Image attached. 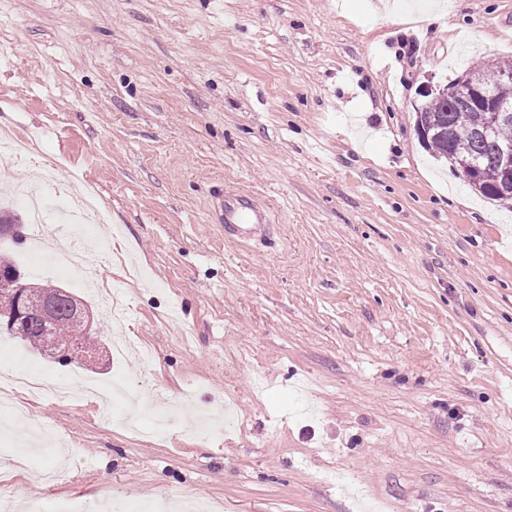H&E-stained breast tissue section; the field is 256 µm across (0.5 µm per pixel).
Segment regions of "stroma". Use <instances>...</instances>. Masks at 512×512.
<instances>
[{"mask_svg":"<svg viewBox=\"0 0 512 512\" xmlns=\"http://www.w3.org/2000/svg\"><path fill=\"white\" fill-rule=\"evenodd\" d=\"M0 0V126L39 157L0 184L93 187L92 252L136 347L60 365L31 418L62 438L10 473L47 512H512V209L418 141L419 87L512 60V0ZM269 207L230 242L217 186ZM237 418L150 432L155 392Z\"/></svg>","mask_w":512,"mask_h":512,"instance_id":"35a3bbf8","label":"stroma"}]
</instances>
